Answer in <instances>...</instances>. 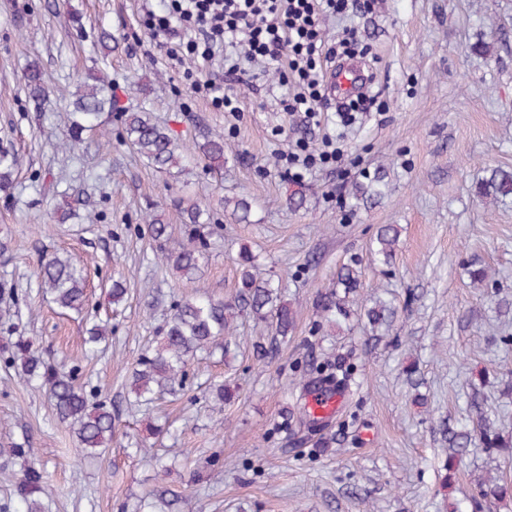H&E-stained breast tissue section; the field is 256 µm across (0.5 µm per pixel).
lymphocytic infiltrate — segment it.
I'll use <instances>...</instances> for the list:
<instances>
[{"mask_svg":"<svg viewBox=\"0 0 512 512\" xmlns=\"http://www.w3.org/2000/svg\"><path fill=\"white\" fill-rule=\"evenodd\" d=\"M368 8L367 0H170L167 12L146 13L143 25L157 46L184 40L186 55L197 61L231 51L233 73L243 61L291 73L294 89L283 109L313 118L325 100L317 64L335 53L322 20Z\"/></svg>","mask_w":512,"mask_h":512,"instance_id":"obj_1","label":"lymphocytic infiltrate"}]
</instances>
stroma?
I'll list each match as a JSON object with an SVG mask.
<instances>
[{
    "instance_id": "obj_1",
    "label": "stroma",
    "mask_w": 512,
    "mask_h": 512,
    "mask_svg": "<svg viewBox=\"0 0 512 512\" xmlns=\"http://www.w3.org/2000/svg\"><path fill=\"white\" fill-rule=\"evenodd\" d=\"M168 4L0 0V151L19 159L0 192V346L23 339L80 368L115 424L111 447L89 456L47 394L0 367V512H26L16 484L32 462L54 489L45 512H132L164 489L190 495L184 512H472L489 482L498 493L488 512H512V199L476 193L488 168L512 169V0H374L369 11L325 17L329 42L357 30L373 72L367 110L346 123L332 110L315 120L282 111L290 85L261 64L230 76L220 63L205 68L234 111L192 93L183 71L193 61L175 66L141 24ZM104 30L120 36L118 49H103ZM32 61L55 91L45 108L25 88ZM96 72L118 110L62 152L76 83ZM141 109L186 145L203 130L223 133V173L199 161L149 167L119 138L122 112ZM329 136L340 163L284 176L296 141L317 153ZM377 175L382 197L355 199V186ZM242 197L252 203L245 222L224 206ZM196 199L221 229L199 277L182 283L158 262L144 219L181 230ZM65 202L78 217L56 223ZM386 224L400 232L387 265L371 254ZM243 247L297 310L292 333L276 340L268 323L241 318L229 353L199 354L184 391L150 410L130 406V369L156 347L173 300L198 290L231 298ZM56 251L88 268L89 310L109 330L96 354L83 350L81 318L60 314L35 279L41 255ZM345 266L359 272L350 294L337 285ZM480 267L489 287L472 280ZM116 273L128 288L117 309ZM327 291L347 313L320 329L316 302ZM378 298L397 314L375 329L366 312ZM259 343L272 355L258 359ZM334 355L353 376L339 411L317 424L303 414L313 393L305 379ZM219 383L238 392L221 409ZM460 433L468 442L454 460L448 438ZM18 444L35 458L15 456Z\"/></svg>"
}]
</instances>
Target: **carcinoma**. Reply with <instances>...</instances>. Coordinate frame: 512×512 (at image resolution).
Listing matches in <instances>:
<instances>
[{
    "mask_svg": "<svg viewBox=\"0 0 512 512\" xmlns=\"http://www.w3.org/2000/svg\"><path fill=\"white\" fill-rule=\"evenodd\" d=\"M24 80L30 97L37 103L49 100L50 91L37 64L27 67ZM114 108L112 86L104 78L95 76L91 84L80 83L73 93V118L66 139L59 147L70 152L75 150L81 134L98 127L101 115ZM122 123L128 147L160 171L181 169L187 162L199 158L215 172L224 170V136L221 134L202 135L203 142L197 143L191 151L181 146L168 128L155 121L149 112H125ZM16 167V157L7 152L0 154L1 192H9ZM487 173L478 187V196L493 203L512 197V171L496 167ZM202 214L199 205L190 208L191 223L184 226L182 242L172 248L167 247L172 236L171 226L157 218L147 222L149 236L159 243L160 261L179 280L195 279L208 258L212 232L208 225L199 221ZM397 241L398 229L391 224L382 226L375 239L374 254L382 262H390ZM238 267L239 282L234 298L224 301L204 295L181 299L173 305L162 328L159 346L142 354L131 371L129 389L135 402L147 404L158 396L184 390L197 354L224 348V337L230 335L236 320L244 315L271 320V328L278 336L292 331L297 312L284 300L281 286L261 275L254 256L246 249L240 253ZM37 275L39 287L50 295L58 308L78 314L83 311L88 279L86 268L67 256L45 253L38 262ZM320 313L328 322L342 313L336 295L329 293L320 297ZM3 364L7 370L17 369L21 381L36 382L46 389L56 416L69 424L82 448L94 453L110 447L114 430L112 409L103 403L89 407L86 383L78 368L50 363L22 340L14 342L3 357ZM49 490L43 471L33 463L17 486L19 496L28 504L27 512H40L38 496ZM182 502V493L169 491L159 495V500L152 504L153 512H173Z\"/></svg>",
    "mask_w": 512,
    "mask_h": 512,
    "instance_id": "obj_1",
    "label": "carcinoma"
}]
</instances>
